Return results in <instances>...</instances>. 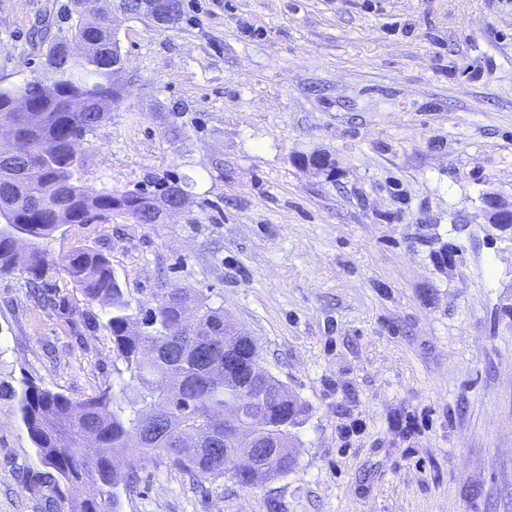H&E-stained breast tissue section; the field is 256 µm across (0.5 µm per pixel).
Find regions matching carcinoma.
Listing matches in <instances>:
<instances>
[{"mask_svg":"<svg viewBox=\"0 0 512 512\" xmlns=\"http://www.w3.org/2000/svg\"><path fill=\"white\" fill-rule=\"evenodd\" d=\"M160 14L177 24L183 0H160ZM81 0H71L58 29L88 50L78 57L61 53L57 37L45 53L43 77L0 88V103L36 84H49L34 111L13 119L0 113V130L11 128L26 140L29 154L0 164V213L12 222L0 224V273L17 272L34 287L42 286L50 263L44 240L65 224H86L94 217L128 214L139 224H159L160 212L150 201L174 202L186 190L179 181L155 190H111L90 193L81 184L74 146L94 132L122 99L117 76L114 21L139 18L137 0H116L104 9L91 31L80 16ZM25 237L26 251L14 237ZM59 269L80 290L87 304L104 307L103 326L126 365L119 391L107 384L73 400L28 384L21 391L0 386V398L16 401L20 419L41 461L53 469L48 478L71 485L95 484L99 496L70 504V512H118L120 490L135 479L136 467L113 463L122 452L137 460L163 457L169 466L199 479H217L245 453L243 443L224 450V405L239 397L240 379L224 380V343L237 342V327L224 322L193 288L175 286L150 307L132 306L112 270L107 254L83 248L62 257ZM291 420L282 424L274 413L261 417L269 430L292 434L303 406L283 404ZM92 442L96 453L87 451Z\"/></svg>","mask_w":512,"mask_h":512,"instance_id":"obj_1","label":"carcinoma"}]
</instances>
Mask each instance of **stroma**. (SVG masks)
I'll use <instances>...</instances> for the list:
<instances>
[{"label":"stroma","instance_id":"obj_1","mask_svg":"<svg viewBox=\"0 0 512 512\" xmlns=\"http://www.w3.org/2000/svg\"><path fill=\"white\" fill-rule=\"evenodd\" d=\"M70 0H0V86L39 76ZM121 21L129 87L87 135L92 193L178 180L162 224H67L132 304L189 287L302 403L295 467L244 487L136 461L120 512H512V0H183ZM178 134H171V127ZM0 274V383L79 400L125 365L80 291ZM0 399V512L94 497L45 483Z\"/></svg>","mask_w":512,"mask_h":512}]
</instances>
